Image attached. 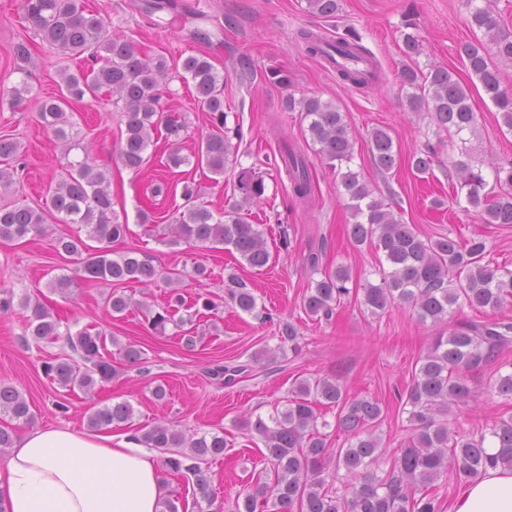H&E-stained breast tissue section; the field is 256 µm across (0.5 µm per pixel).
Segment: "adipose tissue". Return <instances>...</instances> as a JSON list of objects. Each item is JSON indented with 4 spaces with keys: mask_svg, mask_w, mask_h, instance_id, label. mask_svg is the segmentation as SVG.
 Listing matches in <instances>:
<instances>
[{
    "mask_svg": "<svg viewBox=\"0 0 512 512\" xmlns=\"http://www.w3.org/2000/svg\"><path fill=\"white\" fill-rule=\"evenodd\" d=\"M165 495L152 452L127 435L37 429L18 439L0 470L6 512H160ZM453 512H512V469L466 483Z\"/></svg>",
    "mask_w": 512,
    "mask_h": 512,
    "instance_id": "adipose-tissue-1",
    "label": "adipose tissue"
}]
</instances>
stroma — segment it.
I'll list each match as a JSON object with an SVG mask.
<instances>
[{
  "mask_svg": "<svg viewBox=\"0 0 512 512\" xmlns=\"http://www.w3.org/2000/svg\"><path fill=\"white\" fill-rule=\"evenodd\" d=\"M86 7L102 19L108 34L133 42L148 56H164L169 80L163 107L186 124L177 142L159 140L148 148L150 162L141 170L124 167L116 158L126 116L108 105L107 94L84 96L74 102L72 136L81 147L63 153L53 135L36 120L38 102L56 98L62 72L86 69V62L58 53L35 37L25 20L21 0H0V136L17 140L24 164L11 189L0 191V204L45 206L50 184L56 183L68 161L90 155L110 171L114 209L127 216L129 232L113 242V254L134 250L161 271H181L177 286L186 300L209 297L214 308L197 318V344L186 348L172 332L157 333L145 320L146 309H159L171 287L165 283L126 284L132 307L112 317L103 299L109 286L76 277L75 266L60 256L53 240L77 234L75 224L57 223L45 216V232L13 241H0V287L16 297L40 301L54 317L77 330L92 324L116 340L110 382L91 393L68 391L50 383L44 363L70 356L65 339L35 341L24 333L25 309L0 314V385L15 387L35 415L33 424L10 422L14 435L29 427L65 426L86 431L90 406L118 402L132 405L131 422L112 427L115 436L138 434L140 428L163 424L191 436L223 433V458L208 467L214 503L208 512H236V501L253 473L263 467L260 442L245 426L256 416H268L283 406L294 381L329 378L350 395L378 400L383 408L375 434L382 442L381 470H388L393 454L409 434L403 410L418 361L426 354L439 326L420 323L412 310L392 305L371 312L355 297L342 299L331 320H316L302 310V301L316 276L307 263L309 253L320 255L321 268H349L354 282L379 283L384 257L370 245H357L348 234L353 219L339 195L340 178L305 140L301 114L289 110L288 96H316L338 107L354 145L351 168L360 173L421 238L452 235L466 239L483 236L491 256L512 269V225L482 223L475 212L459 207L448 184L449 157L467 155L476 168L512 162V133L502 130L500 115L483 89L471 91L477 124L465 142L444 148L448 135L437 132L429 116L408 108L399 72L405 17H413L423 44L418 58L422 69L441 65L454 70L461 62L457 49L473 40L466 0H342L336 19L311 14L306 0H86ZM311 30L333 38L353 32L373 54L380 80L360 88L339 80L320 57L312 55L300 37ZM32 42L30 92L18 106L9 103L18 81L10 45L17 38ZM189 56L207 59L224 78V131L238 140V167L214 178L190 157L202 136L212 130L209 114L197 100L193 83L179 75ZM285 71L290 88L269 81L266 73ZM382 128L398 146L399 162L380 173L371 161L369 134ZM440 143L432 178L412 175L408 159L426 142ZM300 150L307 161L313 194L309 201L295 198L281 162L284 147ZM179 148L186 164L167 166L172 148ZM261 172L266 192L260 204L243 211L248 223L263 232L272 254L263 269L249 267L235 252L209 249L179 240L170 218L184 204L182 188L192 184L199 201L216 213L233 198L239 168ZM148 222H141V215ZM205 267L195 276L194 267ZM74 279L68 293L51 287L54 277ZM237 275L251 288L257 309L248 314L228 298V277ZM293 322L299 332L297 350L278 352L279 323ZM142 352L137 364H128L121 349ZM512 364V345L482 362L468 374L473 394L456 415L455 424L468 433H484L499 417L512 414V399L491 392L489 385L503 363ZM245 365L231 385L215 380V364ZM164 387L166 396L153 391Z\"/></svg>",
  "mask_w": 512,
  "mask_h": 512,
  "instance_id": "1",
  "label": "stroma"
}]
</instances>
